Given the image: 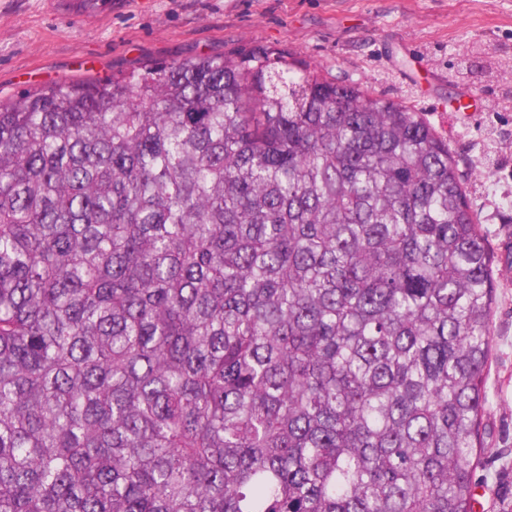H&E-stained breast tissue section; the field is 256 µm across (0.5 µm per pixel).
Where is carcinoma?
<instances>
[{
    "label": "carcinoma",
    "instance_id": "obj_1",
    "mask_svg": "<svg viewBox=\"0 0 512 512\" xmlns=\"http://www.w3.org/2000/svg\"><path fill=\"white\" fill-rule=\"evenodd\" d=\"M493 263L419 113L263 46L0 101V512H472Z\"/></svg>",
    "mask_w": 512,
    "mask_h": 512
}]
</instances>
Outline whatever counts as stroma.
<instances>
[{"label":"stroma","instance_id":"1","mask_svg":"<svg viewBox=\"0 0 512 512\" xmlns=\"http://www.w3.org/2000/svg\"><path fill=\"white\" fill-rule=\"evenodd\" d=\"M256 45L406 101L457 162L495 257L474 512H512V0H114L96 19L0 0V100Z\"/></svg>","mask_w":512,"mask_h":512}]
</instances>
